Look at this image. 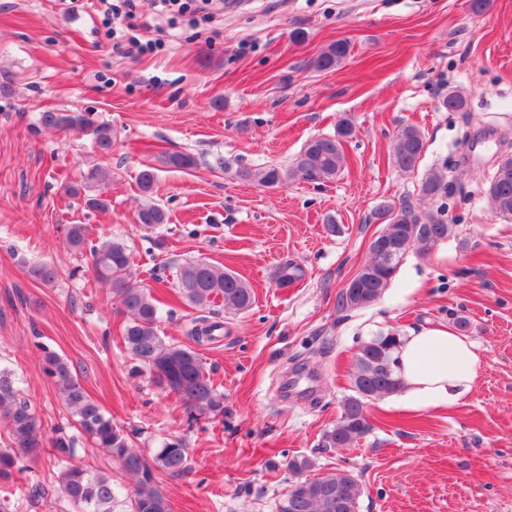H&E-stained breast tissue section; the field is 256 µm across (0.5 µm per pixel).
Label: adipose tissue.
Wrapping results in <instances>:
<instances>
[{"instance_id": "1", "label": "adipose tissue", "mask_w": 512, "mask_h": 512, "mask_svg": "<svg viewBox=\"0 0 512 512\" xmlns=\"http://www.w3.org/2000/svg\"><path fill=\"white\" fill-rule=\"evenodd\" d=\"M404 381L403 405L446 409L472 389L480 357L465 336L440 327H424L401 339L397 352Z\"/></svg>"}]
</instances>
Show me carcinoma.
<instances>
[{"label": "carcinoma", "instance_id": "1", "mask_svg": "<svg viewBox=\"0 0 512 512\" xmlns=\"http://www.w3.org/2000/svg\"><path fill=\"white\" fill-rule=\"evenodd\" d=\"M349 53V44L337 40L319 53L310 65L319 71L334 70ZM441 107L450 112L467 108L464 94L455 89L442 97ZM39 124L44 128L79 130L92 136L97 150L103 154L112 151L115 133L108 123L97 122L87 113L46 111L40 114ZM352 124L339 122L332 136L308 140L292 159L288 168L268 166L252 169L239 166L234 176L263 187L277 186L286 181L322 184L336 178L344 164L342 142L354 135ZM425 136L415 125L399 128L392 148L393 165L402 171H412L425 150ZM159 162L169 168L187 170L196 166L190 153L166 152ZM453 183L439 170L429 171L419 185L418 196L439 203L434 210H419L410 203L397 207L380 206L374 219L383 224L381 233L399 246L398 258L388 264L371 257L368 265L373 274L364 284L368 297L360 303H349L339 296V310L368 307L377 302L395 279L403 260L412 249L421 255L432 251L456 233V225L447 218V207L442 199L448 197ZM491 208L496 217L512 221V155L497 159L494 172L486 186ZM141 230L153 232L166 223L164 209L148 200L136 213ZM67 242L76 252L90 253L97 281L116 290L128 316L122 336L127 351L147 371L159 388L173 393L190 412L215 414L224 412V395L217 392L202 359L190 346L165 340L159 334L161 319L159 301L148 289L131 282L134 256L127 244L119 240H89L85 224H71L67 228ZM30 276L50 284L57 277L56 270L47 264L29 267ZM303 268L289 261L281 263L274 272L277 287L291 286L303 279ZM180 297L204 313L220 306L233 313L244 312L252 305V289L235 273L202 258L188 260L177 271ZM223 329L219 321L206 316L196 319L190 332L200 344L214 339ZM400 336L394 331L379 333L363 342L356 354L352 373V394L341 405V414L322 435V447L345 448L366 436L371 425L368 405L399 391L402 380L397 375ZM41 370L54 380L67 413L75 420V430L92 440L95 447L104 450L119 461L125 474L134 481L131 512H172L171 504L161 489L159 474L179 476L189 469L188 449L180 440L171 441L158 449L155 455L145 457L131 444L129 435L112 423L100 405L92 399L81 382L71 372L67 362L57 353L44 351ZM0 427L8 442L0 448V481H10L14 473L22 471L24 459L50 445L54 459L52 484L70 504L72 512H112L114 488L112 475L90 464L75 461L78 456V438L63 429L56 437L46 438L42 421L25 398L12 372L0 368ZM314 467L306 456L294 457L288 470L299 476L280 499L277 512H357L363 487L358 479L345 469L324 476L305 479L303 474Z\"/></svg>", "mask_w": 512, "mask_h": 512}]
</instances>
